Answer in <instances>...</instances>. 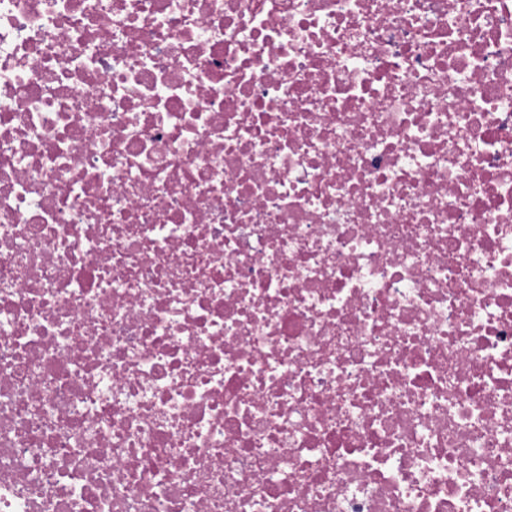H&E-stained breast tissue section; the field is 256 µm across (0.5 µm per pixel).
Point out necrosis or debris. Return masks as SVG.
Here are the masks:
<instances>
[{
  "label": "necrosis or debris",
  "mask_w": 512,
  "mask_h": 512,
  "mask_svg": "<svg viewBox=\"0 0 512 512\" xmlns=\"http://www.w3.org/2000/svg\"><path fill=\"white\" fill-rule=\"evenodd\" d=\"M0 512H512V0H0Z\"/></svg>",
  "instance_id": "obj_1"
}]
</instances>
